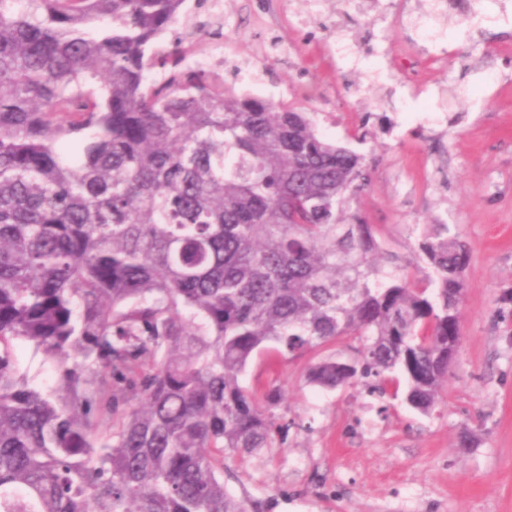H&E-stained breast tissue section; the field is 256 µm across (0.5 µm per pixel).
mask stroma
Listing matches in <instances>:
<instances>
[{
  "mask_svg": "<svg viewBox=\"0 0 512 512\" xmlns=\"http://www.w3.org/2000/svg\"><path fill=\"white\" fill-rule=\"evenodd\" d=\"M422 2L223 0L219 24L209 0L188 2L197 50L224 53L225 88L253 96L231 65L253 53L270 99L313 113L328 139L368 130L358 210L389 254L416 262L422 225L437 223L457 225L471 254L460 351L430 414L361 385L307 383L319 357L355 355L353 336L250 364L244 384L279 389L271 411L288 431L229 459L224 483L268 512H512V319L498 302L512 289V0H472L479 27L445 8L426 40ZM12 353L33 386L56 387V362L20 339Z\"/></svg>",
  "mask_w": 512,
  "mask_h": 512,
  "instance_id": "stroma-1",
  "label": "stroma"
}]
</instances>
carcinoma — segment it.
I'll return each mask as SVG.
<instances>
[{
	"label": "carcinoma",
	"mask_w": 512,
	"mask_h": 512,
	"mask_svg": "<svg viewBox=\"0 0 512 512\" xmlns=\"http://www.w3.org/2000/svg\"><path fill=\"white\" fill-rule=\"evenodd\" d=\"M184 3L0 0V512H259L224 470L280 430L240 381L264 352L355 336L307 382L442 400L459 232L428 225L416 281L352 211L365 155L155 49L197 29ZM10 339L60 363L53 392Z\"/></svg>",
	"instance_id": "1"
}]
</instances>
